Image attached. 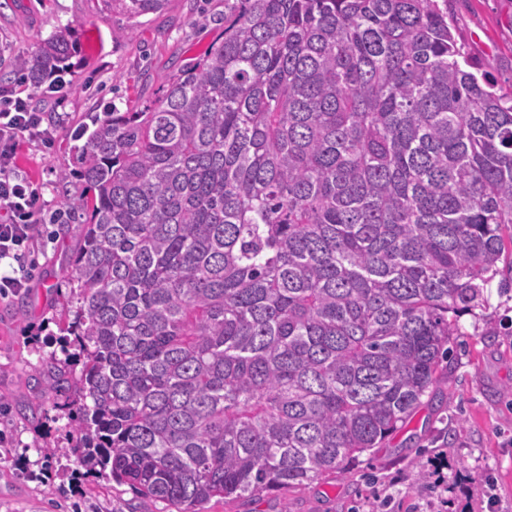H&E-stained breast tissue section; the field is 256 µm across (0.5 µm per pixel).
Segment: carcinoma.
I'll use <instances>...</instances> for the list:
<instances>
[{"instance_id": "cac0c4a2", "label": "carcinoma", "mask_w": 512, "mask_h": 512, "mask_svg": "<svg viewBox=\"0 0 512 512\" xmlns=\"http://www.w3.org/2000/svg\"><path fill=\"white\" fill-rule=\"evenodd\" d=\"M463 48L448 0H234L154 100L79 129L86 361L48 380L82 465L201 512L346 474L436 395L512 258V88ZM74 54L63 27L12 71Z\"/></svg>"}]
</instances>
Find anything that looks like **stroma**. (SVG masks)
<instances>
[{
    "instance_id": "1",
    "label": "stroma",
    "mask_w": 512,
    "mask_h": 512,
    "mask_svg": "<svg viewBox=\"0 0 512 512\" xmlns=\"http://www.w3.org/2000/svg\"><path fill=\"white\" fill-rule=\"evenodd\" d=\"M448 18L479 75L512 86V0H449ZM224 0H169L164 10L130 19L101 0H0V73L61 27L77 33L78 65L64 74L66 95L25 86L53 130L52 145L22 137L15 174L42 189L43 214L74 212L87 191L62 172L78 169V131L105 105L119 111L153 100L166 77L201 58L221 35ZM80 227L40 224L24 262L26 293L0 299V512H140L125 484L80 466L68 420L38 385L64 360L59 328L78 302L59 295L71 271ZM483 318L459 320L452 369L441 398L423 399L384 447L363 453L354 472L304 487L227 502L203 512H512V288L492 280ZM55 449L46 458L45 449ZM440 465L448 489L418 483Z\"/></svg>"
}]
</instances>
